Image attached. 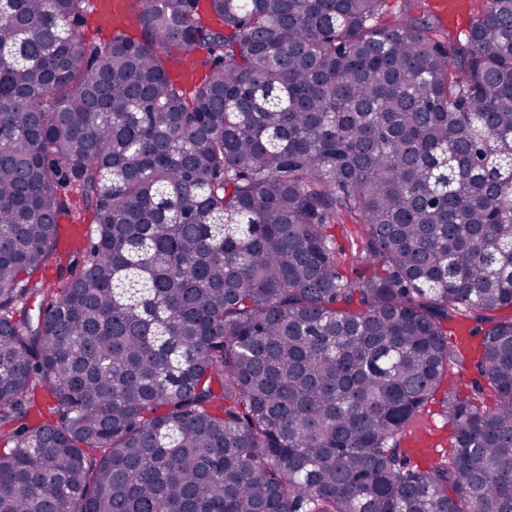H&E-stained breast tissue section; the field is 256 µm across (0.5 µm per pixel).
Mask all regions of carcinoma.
Returning a JSON list of instances; mask_svg holds the SVG:
<instances>
[{
	"label": "carcinoma",
	"instance_id": "cac0c4a2",
	"mask_svg": "<svg viewBox=\"0 0 512 512\" xmlns=\"http://www.w3.org/2000/svg\"><path fill=\"white\" fill-rule=\"evenodd\" d=\"M386 2L140 0L90 45L88 0H0V512H512V0L462 39ZM460 319L486 385L419 468ZM60 224H62L61 236L58 244V253L61 251V243L64 238L67 227L70 225L69 220L67 218H61ZM84 228V236L82 241L78 246L67 250L65 253L67 255V262H71L72 265L78 266L83 260L84 251L88 247V242L91 238H95V225L93 224L91 211H87L84 219V223L81 224ZM69 256V258H68ZM443 393L439 391L434 399L429 401L421 411L422 414L421 422L417 425L415 432L421 430H427L429 432L435 431L440 435V442L437 444L438 448H433V454L427 461H418L413 456L410 457L411 464L416 463L425 466L429 461H433L441 456L448 448V442L452 435V425L447 413V410L443 406ZM419 415V416H420Z\"/></svg>",
	"mask_w": 512,
	"mask_h": 512
}]
</instances>
